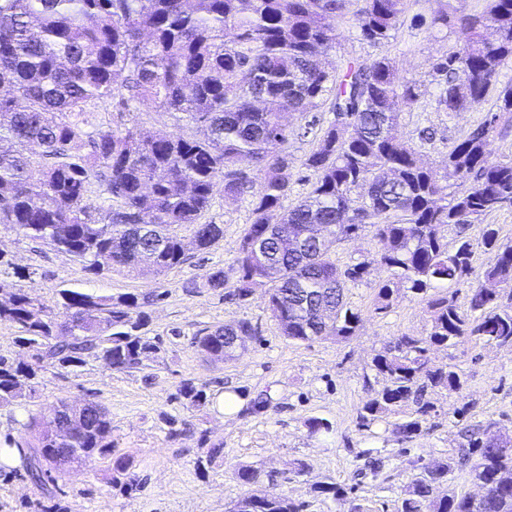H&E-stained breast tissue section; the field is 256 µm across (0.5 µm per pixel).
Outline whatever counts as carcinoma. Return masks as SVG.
<instances>
[{
  "instance_id": "1",
  "label": "carcinoma",
  "mask_w": 512,
  "mask_h": 512,
  "mask_svg": "<svg viewBox=\"0 0 512 512\" xmlns=\"http://www.w3.org/2000/svg\"><path fill=\"white\" fill-rule=\"evenodd\" d=\"M349 0H0V227L38 240L83 263L87 272L156 276L185 263L178 233L192 227V245L209 249L224 227L201 222L214 189L244 193L260 175V188L229 269L205 276L203 287L243 300L268 287V309L290 340L343 341L355 335L360 314L346 303L348 284L367 267L383 266L373 312L392 306L394 285L416 295L476 275L469 309L453 297L428 301L430 327L397 337L373 360L384 385L360 412L362 424L413 401L428 411L425 389L458 392L453 366L432 365L429 351L462 338L512 346V241L491 224L480 238L474 224L512 208V158L497 159L488 138L512 112V83L499 84L501 67L512 62V0H486L479 14L457 11L450 2L429 27H450L462 39L432 66L440 85L439 112H468L491 103L485 121L448 150L437 170L421 164L418 151L398 134L401 113L421 93L384 55L350 62L340 73L320 59L336 47V23ZM406 0H363L355 13L359 39L382 46L394 37ZM125 75L124 92L114 79ZM118 97L117 112L151 101L171 115L178 131L146 134L135 126L95 124L87 113L97 100ZM329 106L334 120L321 130L302 165L314 175L307 195L288 204L289 140L317 125H291ZM96 182L108 205L88 202ZM279 219L271 221L273 214ZM456 228L448 250L444 231ZM372 232L382 248L373 258L344 270L332 260L336 245ZM489 254L474 273L472 257ZM63 319L52 316L37 296L16 288L0 299V325L18 332L15 344L30 360L0 355V407L34 392L40 364L81 368L106 360L133 370L160 351L145 336L146 308L154 291L118 297L77 289L60 290ZM247 319L203 329L199 350L228 356L230 336H250ZM83 429L71 434L34 419L30 437L5 436L10 453L0 474L24 471L45 491L63 470L42 464L39 448L64 463L112 454V423L98 401L79 413ZM461 460L484 488L474 499L439 494L450 462L421 467L395 512H512V444L485 430L465 431ZM229 512H301L285 495L256 489Z\"/></svg>"
}]
</instances>
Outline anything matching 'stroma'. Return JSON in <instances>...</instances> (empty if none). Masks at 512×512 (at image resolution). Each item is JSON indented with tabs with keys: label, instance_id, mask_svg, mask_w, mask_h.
I'll list each match as a JSON object with an SVG mask.
<instances>
[{
	"label": "stroma",
	"instance_id": "stroma-1",
	"mask_svg": "<svg viewBox=\"0 0 512 512\" xmlns=\"http://www.w3.org/2000/svg\"><path fill=\"white\" fill-rule=\"evenodd\" d=\"M361 0H350L351 13L336 26V47L323 59L333 69L349 58L394 59L404 74L422 83L423 94L403 112L399 132L419 147L422 162L439 167L449 148L480 125L484 109L448 114L435 109L439 88L429 72L435 59L455 46L460 36L428 30L424 19L439 8L438 0H409L403 22L389 43L375 47L359 40L352 16ZM96 123L121 120L140 129L170 131L173 118L154 104L136 102L116 113L111 100L96 101ZM430 127L433 141L420 143ZM256 189L235 199L216 188L206 220L222 224L224 237L210 249L191 251L189 260L164 276L89 274L75 258L11 231L0 230V254L10 265L4 281L37 295L55 307L58 292L76 288L100 295L157 291L161 300L149 307L147 336L159 337L161 349L146 369L118 371L92 360L76 370L45 364L33 395L0 408V439L25 435L30 416H49L60 401L93 399L112 421V454L74 466L58 479L67 512H227L247 494L236 468L261 472V486L304 503V512H394L415 467L456 457L461 434L477 427L512 436V350L471 339L436 347L430 359L457 366L463 388L456 393L429 389L433 409L412 439H402L401 424L415 416L408 402L369 426L358 424L363 404L383 386L372 360L396 337L419 334L429 326L427 301L399 288L391 308L373 312L375 285L387 276L369 265L362 281L350 285L346 300L363 322L349 340L292 341L282 335L267 309L264 288L242 302H228L203 288L205 275L230 267L256 199ZM250 320L258 334L233 360L213 362L199 352L195 334L206 327ZM205 390L204 405L190 404L183 385ZM234 393L240 407L227 412L221 394ZM326 419L330 429L310 433V418ZM130 457L137 487L113 478L112 455ZM333 481L347 488L345 498L319 495L313 485Z\"/></svg>",
	"mask_w": 512,
	"mask_h": 512
}]
</instances>
